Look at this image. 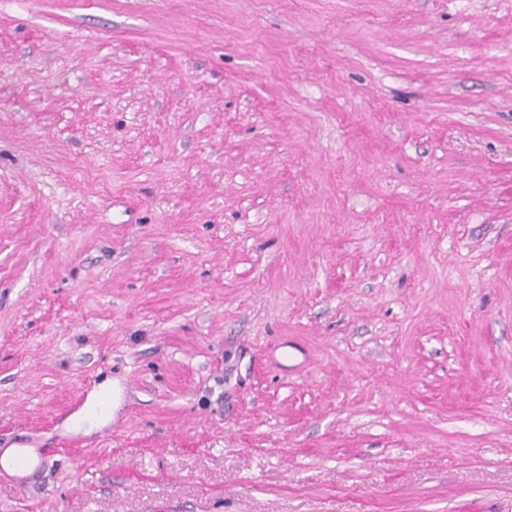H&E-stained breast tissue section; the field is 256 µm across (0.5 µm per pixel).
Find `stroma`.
<instances>
[{"instance_id":"35a3bbf8","label":"stroma","mask_w":512,"mask_h":512,"mask_svg":"<svg viewBox=\"0 0 512 512\" xmlns=\"http://www.w3.org/2000/svg\"><path fill=\"white\" fill-rule=\"evenodd\" d=\"M21 442L0 512H512V0H0ZM46 459L42 448H16L9 456L0 451V477H11L9 471L35 474L45 468Z\"/></svg>"}]
</instances>
